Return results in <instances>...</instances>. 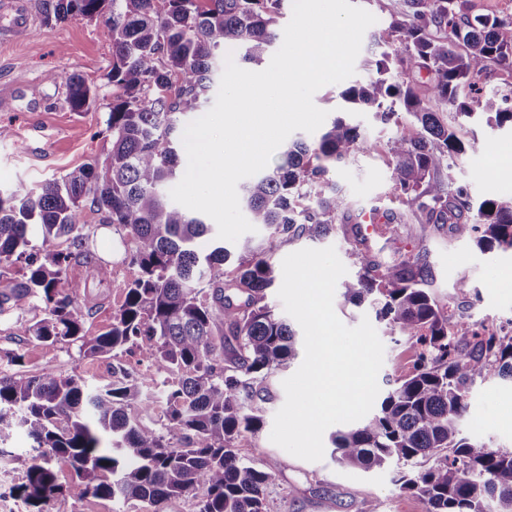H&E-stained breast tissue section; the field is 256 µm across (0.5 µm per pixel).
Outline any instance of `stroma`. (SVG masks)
<instances>
[{"label": "stroma", "mask_w": 512, "mask_h": 512, "mask_svg": "<svg viewBox=\"0 0 512 512\" xmlns=\"http://www.w3.org/2000/svg\"><path fill=\"white\" fill-rule=\"evenodd\" d=\"M376 18L365 32L355 62L354 81L367 75L366 62L387 49L392 39L389 24L394 14L405 7L404 0H350ZM38 21L17 39L5 38L12 18L0 14V100L11 109L0 112V187L26 193L47 178L61 177L82 165L103 161L112 144L106 133L107 110L97 106L86 112L69 111L64 75L79 73L93 85L101 86L112 64V44L102 34L99 20H68L47 24L43 19L44 0H31ZM61 75V82L46 81L48 72ZM340 87L330 84L314 95L316 106L330 116H347L373 144L370 152L357 154L347 164L330 172L350 206L353 224H362L366 214H385L392 208L389 197L391 170L381 152L387 140L398 133L413 134L412 119L400 114L398 122L385 125L371 112L349 111L339 97ZM466 152L456 160L451 175L466 187L471 197L483 201L512 194V174L500 171L490 157L502 142H512V130H488L474 125L461 129ZM84 234L98 258L111 265L134 271L132 251L126 250L123 234L115 226L102 224L99 214L84 208L80 218ZM335 247L347 268L346 280H354L357 267L351 254L353 242L338 233L313 241L299 238L283 244L274 262L303 248ZM369 248L382 261L391 262L426 253L432 278L431 297L456 321L466 315L483 331L502 336L512 332V251L481 252L472 235L457 231L451 224L398 225L396 232H376ZM64 281L87 282L88 296L77 297L88 335L103 333L124 300L125 291L111 282L100 283L91 268H68ZM339 319L349 327L369 320L382 341L385 353L378 374L381 391L410 375L415 367L419 346L415 339L402 335L380 320L370 303L336 307ZM42 316L39 306L0 317V370L31 376L52 369L102 386L128 376L139 384L147 397L159 399L171 373L157 368L139 349L120 350L115 361L79 353L65 342L46 343L26 336L25 329ZM19 363H11L12 355ZM121 363L124 373L114 372L113 363ZM294 358L273 371L265 381L267 390L262 404L264 424L255 432L242 433L235 442L237 453L257 468L275 472L278 480L267 491L268 512H367L377 505L378 512H427L422 498L399 489L395 470H365L339 463L332 443H325L321 461L296 458L275 445L270 433L276 412L285 401L283 380L301 365ZM467 412L460 424L461 433L476 446L512 449V381L492 377L476 382L466 393ZM33 458L24 433L16 428L0 431V487L15 495L24 483ZM40 512H151L148 504L112 499L87 498L81 501L65 495L54 496L39 506Z\"/></svg>", "instance_id": "obj_1"}]
</instances>
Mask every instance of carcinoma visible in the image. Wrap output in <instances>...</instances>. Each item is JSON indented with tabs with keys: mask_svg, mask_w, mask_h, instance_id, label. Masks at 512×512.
<instances>
[{
	"mask_svg": "<svg viewBox=\"0 0 512 512\" xmlns=\"http://www.w3.org/2000/svg\"><path fill=\"white\" fill-rule=\"evenodd\" d=\"M466 0H406L393 20L397 43L369 63L370 75L341 92L358 110L384 124L407 113L418 127L386 143L392 188L401 208L387 223L408 224L423 216L446 224L472 209L483 249L512 250V195L474 206L465 189L438 177L466 152L459 128L476 118L491 128L512 127V90L478 86L489 81L493 62L512 67V18L470 17ZM284 0H47L46 20L104 19L112 43V87L106 131L112 148L102 163H89L46 180L34 195L0 191V261L24 260V279L0 291V316L43 305L44 317L26 329L42 342L79 344L84 354L111 358L124 347L149 354L161 369L181 375L162 391L165 422L159 429L130 419L148 415L154 400L135 384L91 388L75 376L47 370L25 377L0 371V431L18 427L40 462L29 467L18 495L30 506L63 491L76 499L142 501L162 512L170 498L205 488L199 512H267L272 471L240 458L235 441L263 425L256 402L266 376L294 355L296 332L269 305L267 290L282 284L270 257L294 238L319 239L349 223V209L331 169L368 142L359 127L333 119L311 142L288 143L272 172L243 188L255 223L270 230L266 247L245 244L236 277L224 281L230 251L215 241L203 249L210 229L200 217L175 205L170 190L179 175L180 118L210 101L224 48L263 60L279 39ZM426 74L428 95L413 76ZM68 104L86 112L99 90L79 75L67 78ZM485 92L476 112L468 93ZM433 101L452 110L445 122ZM312 195L306 209L303 193ZM102 223L116 225L137 243L138 276L127 288L110 328L84 333L75 298L79 282L60 286L61 275L79 261L94 264L104 281L111 272L87 246L78 223L86 199ZM42 232L41 246L32 231ZM66 237L73 249L50 248ZM356 279L345 284L347 303L372 297L377 315L421 347L412 374L398 381L364 425L331 437L342 463L378 469L408 468L400 488L418 494L427 512H512V450L478 449L460 434L465 396L478 380H512V336L485 335L466 320L448 325L426 285L429 265L421 257L388 265L356 250ZM72 471L67 487L57 483L52 462Z\"/></svg>",
	"mask_w": 512,
	"mask_h": 512,
	"instance_id": "cac0c4a2",
	"label": "carcinoma"
}]
</instances>
